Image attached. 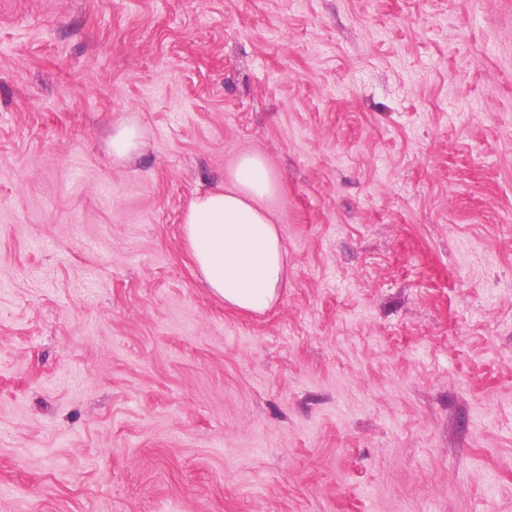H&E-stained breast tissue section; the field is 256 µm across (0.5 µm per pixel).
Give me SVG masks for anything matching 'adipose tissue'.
Here are the masks:
<instances>
[{"label": "adipose tissue", "instance_id": "ef3b65f1", "mask_svg": "<svg viewBox=\"0 0 512 512\" xmlns=\"http://www.w3.org/2000/svg\"><path fill=\"white\" fill-rule=\"evenodd\" d=\"M228 185L196 196L181 220L182 236L210 291L226 304L262 312L278 296L287 248L259 202L276 191L258 154L241 156Z\"/></svg>", "mask_w": 512, "mask_h": 512}]
</instances>
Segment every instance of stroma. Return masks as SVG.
<instances>
[{"instance_id":"1","label":"stroma","mask_w":512,"mask_h":512,"mask_svg":"<svg viewBox=\"0 0 512 512\" xmlns=\"http://www.w3.org/2000/svg\"><path fill=\"white\" fill-rule=\"evenodd\" d=\"M0 512H512V0H0ZM110 145L115 158L131 159L139 155L144 146L139 125L131 121L121 124L112 132ZM220 186L196 196L181 220L182 236L210 291L224 303L263 312L286 275L287 248L258 205L276 191L258 154L241 156Z\"/></svg>"}]
</instances>
